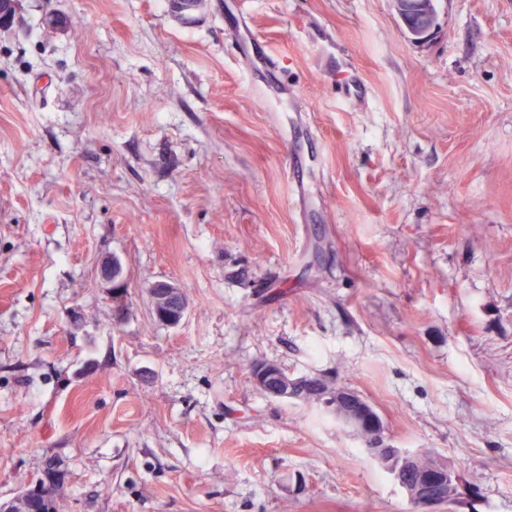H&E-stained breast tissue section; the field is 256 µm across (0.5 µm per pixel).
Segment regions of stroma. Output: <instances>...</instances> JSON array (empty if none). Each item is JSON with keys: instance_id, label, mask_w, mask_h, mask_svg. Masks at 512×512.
<instances>
[{"instance_id": "stroma-1", "label": "stroma", "mask_w": 512, "mask_h": 512, "mask_svg": "<svg viewBox=\"0 0 512 512\" xmlns=\"http://www.w3.org/2000/svg\"><path fill=\"white\" fill-rule=\"evenodd\" d=\"M167 2L0 31V500L51 457L57 512H413L329 407L253 386L275 363L450 462V512H512V0H435L420 43L390 0ZM247 40L251 46L252 53H249V56L245 58V66L267 72L268 74H273L276 70L284 68L283 60H275L271 57L266 52L264 45H262V40L255 33L250 32L247 35ZM102 277L112 283L113 302L115 303V313L121 315L125 304V282L123 273L112 259H108L101 266ZM151 302L155 317L167 326L179 325L186 316L182 290L171 282H156L151 288Z\"/></svg>"}]
</instances>
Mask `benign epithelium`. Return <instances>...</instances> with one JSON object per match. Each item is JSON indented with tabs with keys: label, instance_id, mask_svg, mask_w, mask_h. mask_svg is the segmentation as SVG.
I'll use <instances>...</instances> for the list:
<instances>
[{
	"label": "benign epithelium",
	"instance_id": "obj_1",
	"mask_svg": "<svg viewBox=\"0 0 512 512\" xmlns=\"http://www.w3.org/2000/svg\"><path fill=\"white\" fill-rule=\"evenodd\" d=\"M394 10L408 37L420 42L425 40L435 25L429 0H391ZM102 277L112 283L115 313L120 315L125 304V282L123 273L112 260L101 266ZM151 302L155 317L167 326L179 325L187 313V305L181 288L177 285L158 281L151 288ZM254 386L265 395L281 399L306 402L304 394L315 389L317 400L335 409L349 410L342 422L357 431L365 440V451L370 459L383 464L390 454L412 457L414 453L398 448H387L382 444L384 427L373 407L357 392L348 388H335L320 376L294 377L282 367L273 363L258 366L252 376ZM387 470L404 491L416 512H437L440 505H449L457 493L456 477L445 470L442 463L420 471L412 482L405 481L400 469L389 466ZM43 491L39 484L28 486L23 493L6 501H0V512H16L19 506L24 512H39V496Z\"/></svg>",
	"mask_w": 512,
	"mask_h": 512
}]
</instances>
